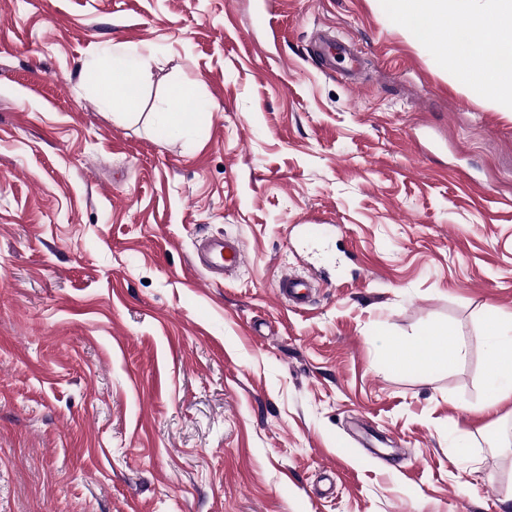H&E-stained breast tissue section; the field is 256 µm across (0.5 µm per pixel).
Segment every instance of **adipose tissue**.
Here are the masks:
<instances>
[{
  "mask_svg": "<svg viewBox=\"0 0 512 512\" xmlns=\"http://www.w3.org/2000/svg\"><path fill=\"white\" fill-rule=\"evenodd\" d=\"M475 0H389L390 9L415 40L428 43L438 32L455 27L469 31L480 29L482 40L455 45L462 58L477 61L486 80L479 90L484 94L512 97V0H486L479 9ZM146 71L139 59L113 48L112 63L105 73L104 94L113 112L129 113L139 103ZM199 102L195 88L181 84L171 88L162 102L157 122L164 132L184 135ZM491 342L487 348L488 392L482 404L490 410L512 400V328L493 319L488 324ZM395 371H439L464 357V348L453 330L436 328L422 332L411 342L394 338L386 345Z\"/></svg>",
  "mask_w": 512,
  "mask_h": 512,
  "instance_id": "adipose-tissue-1",
  "label": "adipose tissue"
}]
</instances>
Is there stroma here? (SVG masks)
Masks as SVG:
<instances>
[{
	"label": "stroma",
	"instance_id": "stroma-1",
	"mask_svg": "<svg viewBox=\"0 0 512 512\" xmlns=\"http://www.w3.org/2000/svg\"><path fill=\"white\" fill-rule=\"evenodd\" d=\"M116 43L147 64L126 119ZM480 79L385 0H0V512H502L512 103ZM180 82L186 140L155 118ZM312 222L333 259L295 310L274 283ZM224 236L246 261L212 284L195 245ZM437 327L462 362L389 367ZM335 49H340L349 56L351 61V71L352 73L356 74L359 69L360 61L351 45L337 41L335 43V40H331L325 37H319L315 41V52L320 56L333 54ZM488 335L491 343L487 348L488 392L481 410H491L498 404L512 400V336L511 323L505 326L489 312ZM506 354L508 360H504ZM506 358V357H505Z\"/></svg>",
	"mask_w": 512,
	"mask_h": 512
}]
</instances>
